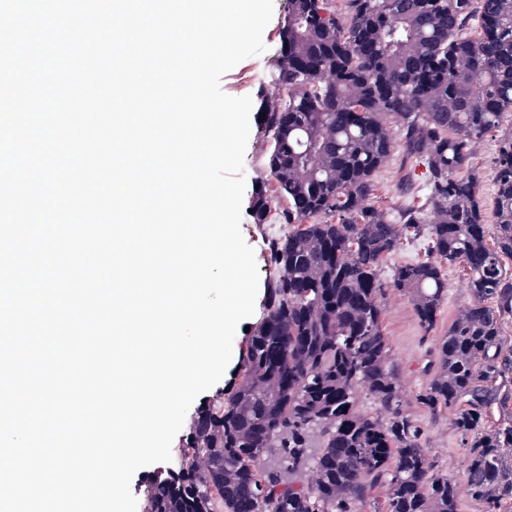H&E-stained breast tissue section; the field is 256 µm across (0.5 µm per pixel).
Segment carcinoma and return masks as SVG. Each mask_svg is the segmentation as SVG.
<instances>
[{
	"instance_id": "obj_1",
	"label": "carcinoma",
	"mask_w": 512,
	"mask_h": 512,
	"mask_svg": "<svg viewBox=\"0 0 512 512\" xmlns=\"http://www.w3.org/2000/svg\"><path fill=\"white\" fill-rule=\"evenodd\" d=\"M274 81L258 109L269 179L249 209L263 224L287 203L291 231L268 241L278 275L236 382L199 402L172 464L141 486L144 512H365L381 483L386 512H458L459 481L427 457L383 332L382 264L408 236L427 240L429 257L395 267L391 283L424 333L448 293L443 264L467 271L472 302L436 343L418 401L454 410L467 493L497 512L512 499L500 334L512 314V132L495 159L491 234L470 158L512 110V0H347L341 16L327 0H288ZM396 134L426 168L429 213L406 208L394 222L372 199ZM363 390L372 413L357 409ZM493 403L509 419L490 427ZM305 469L310 486L296 479Z\"/></svg>"
}]
</instances>
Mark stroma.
I'll list each match as a JSON object with an SVG mask.
<instances>
[{"instance_id": "35a3bbf8", "label": "stroma", "mask_w": 512, "mask_h": 512, "mask_svg": "<svg viewBox=\"0 0 512 512\" xmlns=\"http://www.w3.org/2000/svg\"><path fill=\"white\" fill-rule=\"evenodd\" d=\"M287 11L288 0H274L273 16L263 33L265 52L246 58L222 76L220 86L225 94L251 97L253 104L257 105L262 97L276 93L274 70L279 48L278 30ZM508 131H512L511 111L503 113L499 128L489 132L475 145L470 161L471 169L479 177L485 222L490 226L495 223L494 159L500 136ZM424 172V166L406 156L402 144H395L388 161L375 179L376 205L386 208L393 216L403 208L422 206L425 202ZM409 178L414 181L413 189L409 194H401L399 185ZM281 211V206H274L264 224L253 223L247 214L241 219V231L246 243L255 252L259 283L263 286L276 275L275 269L267 261V242L289 230ZM444 274L448 280V296L441 306L433 331L427 334L422 332L407 296L392 289L388 290L385 299L383 331L388 340L390 356L402 371L401 399L404 408L425 432V452L428 458L435 462L440 472L459 477L465 468L467 449L453 426L452 411L444 408L432 413L417 400L419 392L430 379L426 366L429 350L434 348L460 311L471 302L467 276L462 265H445Z\"/></svg>"}]
</instances>
